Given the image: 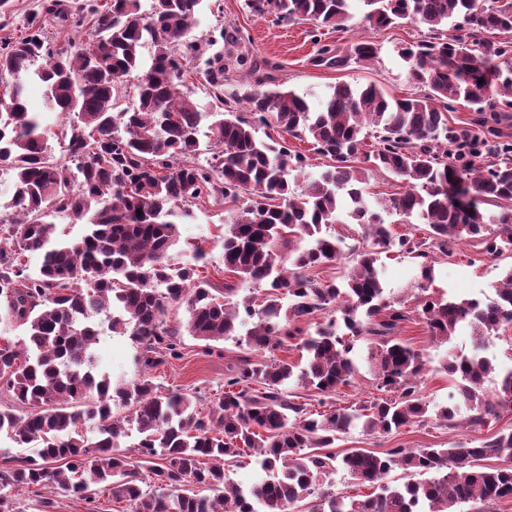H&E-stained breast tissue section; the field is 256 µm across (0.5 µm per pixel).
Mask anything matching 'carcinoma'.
Instances as JSON below:
<instances>
[{
    "label": "carcinoma",
    "mask_w": 512,
    "mask_h": 512,
    "mask_svg": "<svg viewBox=\"0 0 512 512\" xmlns=\"http://www.w3.org/2000/svg\"><path fill=\"white\" fill-rule=\"evenodd\" d=\"M200 2L155 0L146 14L141 0H103L87 10L85 42L53 52L37 31L0 49V75L38 79L48 109L72 117L55 132L29 111L23 82L0 92V171L13 181L11 197L0 202L9 212L0 215V320L25 329V338L0 345V385L11 392V402L0 404V438L9 442L0 448V512H20L15 492L27 488L68 492L91 504L89 512H99L101 490L127 503L126 512H298L313 496V512H461L464 504L485 512L512 499V429L447 448L332 451L357 427L388 434L429 412L420 388L426 362L394 336L410 316L386 293L380 254L417 260L423 292L459 243L512 254V145L490 139L485 116L470 128L448 125L461 99L477 112L485 101L512 109V0H360L362 22L373 28L405 21L427 30L398 50L406 81L419 89L404 98L375 83H338L313 107L256 63L243 92L214 59L207 83L226 111L209 124L204 147L198 133L208 114L182 90L187 62L205 52L190 39ZM351 2L244 5L278 24L348 29ZM243 41L239 29L224 30L236 68L247 63ZM320 54L344 67L374 61L378 48L359 37L345 54L327 44ZM131 76L130 96L124 81ZM261 126L309 141L326 168L293 191L290 176L300 175L305 157L290 154L284 139H258ZM369 136L373 149L365 152ZM203 152L210 158L202 163ZM372 168L394 176L401 191L369 199ZM204 198L228 203L224 270L265 286L260 299L235 300L230 284L212 287L200 276L198 249L194 261L172 263L177 226ZM486 205L495 211L486 213ZM393 213L419 218L427 232L394 234L384 218ZM58 214L85 233L57 241L49 217ZM345 216L360 226L362 247H349L356 263L338 285L310 270L344 258L345 241L323 227ZM25 252L41 254L38 272H26ZM181 306L186 319L177 329L167 318ZM418 315L435 341H449L461 327L474 336L471 354L441 364L456 392L435 418L476 429L511 412L512 368L496 373L482 351L512 327V267L495 297L425 294ZM106 329L129 336L146 369L180 356L183 329L206 343L235 339L255 359H242L224 392L206 402L147 377L114 385L96 372L94 346ZM361 339L385 396L340 407L333 397L358 372ZM288 349L299 351V362L276 355ZM495 374L489 393L485 383ZM293 380L316 392L322 411L300 400ZM87 425L96 437L82 432ZM132 428L135 460L121 447ZM251 456L266 478L246 492L226 470ZM492 457L500 462L484 464ZM396 468L411 479L390 484ZM339 470L379 492L359 499L323 489Z\"/></svg>",
    "instance_id": "obj_1"
}]
</instances>
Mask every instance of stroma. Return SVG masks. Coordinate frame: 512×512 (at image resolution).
Segmentation results:
<instances>
[{
    "label": "stroma",
    "mask_w": 512,
    "mask_h": 512,
    "mask_svg": "<svg viewBox=\"0 0 512 512\" xmlns=\"http://www.w3.org/2000/svg\"><path fill=\"white\" fill-rule=\"evenodd\" d=\"M84 0H10L5 14L0 15V47L21 35L27 34L30 21L42 25L51 50L66 47L69 39L85 36V28L76 25H58L60 11L75 10ZM230 27L243 29L250 38L249 58L262 69L271 72L283 88L308 96L310 100L324 96L330 86L341 82L366 84L373 82L389 95L403 97L413 94L414 89L404 81V67L396 49L405 42L423 38L422 27L403 24L387 28L373 35L380 52L374 63H349L342 68L325 66L318 62L317 54L323 45L347 46L355 36L364 35V28L342 31L317 32L314 25L303 21L290 25H277L267 19L252 16L244 6V0H202L197 22L191 36L205 44L209 55L224 52L221 32ZM194 218L179 225V242L172 251L173 262L187 260L188 244L203 248L206 263L202 274L216 287L232 284L239 297L256 296L252 282L239 279L224 269L223 235L224 206L213 200L198 202L193 208ZM386 267V283L405 301L407 310L413 311L420 294L414 279L416 264L408 255L397 252L382 254ZM512 267V257L475 256L468 244H460L451 259L440 264L433 284L435 290L451 291L481 300L493 297V287ZM402 339L421 351L431 369L423 377L421 393L426 400L444 403L454 389V382L447 374L438 372L436 366L447 351L466 354L472 348L468 332L461 331L448 343L433 341L424 322L412 318L400 331ZM180 358L152 371L154 382L170 388L192 390L203 396H213L224 390V376L238 359L247 356L245 346L226 340L211 345L184 335L180 338ZM98 369L115 378L133 381L140 377L141 367L136 360L137 347L129 337L103 334L97 345ZM469 430L449 428L435 419L411 424L391 434L366 433L355 429L337 441L335 451L344 454L360 448L382 452L390 448H446L451 443L468 438Z\"/></svg>",
    "instance_id": "1"
}]
</instances>
